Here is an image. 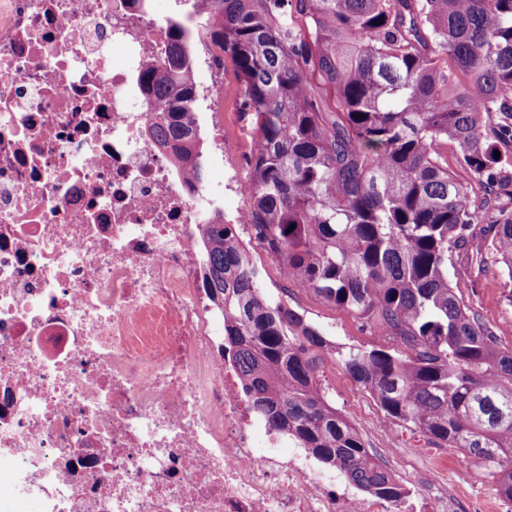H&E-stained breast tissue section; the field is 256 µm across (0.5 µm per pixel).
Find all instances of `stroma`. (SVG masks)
Instances as JSON below:
<instances>
[{
  "label": "stroma",
  "instance_id": "35a3bbf8",
  "mask_svg": "<svg viewBox=\"0 0 512 512\" xmlns=\"http://www.w3.org/2000/svg\"><path fill=\"white\" fill-rule=\"evenodd\" d=\"M484 240L474 247L453 254L448 264L451 280L466 281L462 294L466 305L480 315L493 332L498 344L512 349V281L501 266L484 272L479 268V253L487 249ZM257 262L262 269L266 294L283 299L312 323L322 327L330 339L343 345L366 348L403 350L399 338L375 334L366 321L350 311L328 304L293 280L283 279L266 252H259ZM319 383L330 403L359 431L366 446L381 463L394 471L416 470L429 465L445 469L448 474L449 512H464L468 498L493 499L495 487L475 475L470 460L457 448H438L417 431L386 422L377 402L350 375L333 362L318 371Z\"/></svg>",
  "mask_w": 512,
  "mask_h": 512
}]
</instances>
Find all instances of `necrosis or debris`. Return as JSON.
I'll list each match as a JSON object with an SVG mask.
<instances>
[{
	"label": "necrosis or debris",
	"instance_id": "obj_1",
	"mask_svg": "<svg viewBox=\"0 0 512 512\" xmlns=\"http://www.w3.org/2000/svg\"><path fill=\"white\" fill-rule=\"evenodd\" d=\"M166 36L122 0H0V490L40 512H417L281 455L251 408L198 249L190 191L134 83ZM198 89L224 138L221 62Z\"/></svg>",
	"mask_w": 512,
	"mask_h": 512
}]
</instances>
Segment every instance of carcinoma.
<instances>
[{
	"label": "carcinoma",
	"mask_w": 512,
	"mask_h": 512,
	"mask_svg": "<svg viewBox=\"0 0 512 512\" xmlns=\"http://www.w3.org/2000/svg\"><path fill=\"white\" fill-rule=\"evenodd\" d=\"M202 2L206 40L242 85L257 240L285 277L411 348L331 341L264 292L217 211L202 225L205 280L253 410L357 490L406 497L326 400L317 369L338 363L388 421L462 450L512 500V351L448 278L480 233L512 281V210L478 233L470 206L477 189L512 202V0ZM167 27L136 81L160 112L152 138L201 188L193 32L183 16Z\"/></svg>",
	"instance_id": "carcinoma-1"
}]
</instances>
